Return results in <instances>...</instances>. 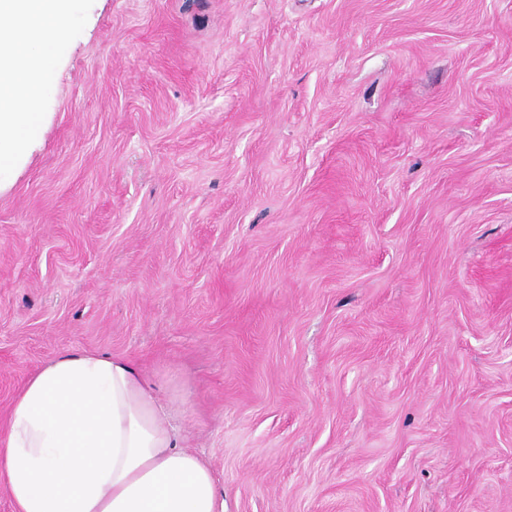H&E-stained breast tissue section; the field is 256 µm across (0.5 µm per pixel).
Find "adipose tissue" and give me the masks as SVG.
Wrapping results in <instances>:
<instances>
[{
    "label": "adipose tissue",
    "instance_id": "adipose-tissue-1",
    "mask_svg": "<svg viewBox=\"0 0 512 512\" xmlns=\"http://www.w3.org/2000/svg\"><path fill=\"white\" fill-rule=\"evenodd\" d=\"M69 0H0V187L39 139ZM129 360L66 350L14 397L0 478L14 512H224L208 464L179 443Z\"/></svg>",
    "mask_w": 512,
    "mask_h": 512
}]
</instances>
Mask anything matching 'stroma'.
I'll return each instance as SVG.
<instances>
[{
  "instance_id": "1",
  "label": "stroma",
  "mask_w": 512,
  "mask_h": 512,
  "mask_svg": "<svg viewBox=\"0 0 512 512\" xmlns=\"http://www.w3.org/2000/svg\"><path fill=\"white\" fill-rule=\"evenodd\" d=\"M0 192V426L68 349L224 512H512V0H73Z\"/></svg>"
}]
</instances>
